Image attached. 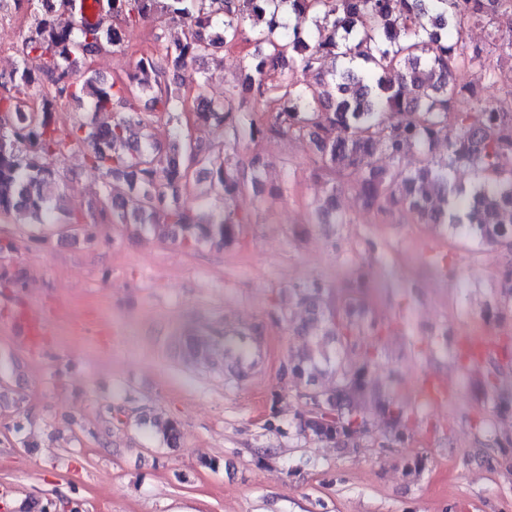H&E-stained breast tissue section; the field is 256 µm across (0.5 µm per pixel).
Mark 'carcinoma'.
<instances>
[{"label": "carcinoma", "mask_w": 512, "mask_h": 512, "mask_svg": "<svg viewBox=\"0 0 512 512\" xmlns=\"http://www.w3.org/2000/svg\"><path fill=\"white\" fill-rule=\"evenodd\" d=\"M82 2L0 0V10L31 8L20 66L0 74V112L8 118L0 124L1 216L21 212L41 226L62 185L56 162L80 151L86 164L126 180L130 190L127 196L105 192L94 223L162 222L197 245L236 242L249 217L230 210L202 215L178 200L189 186L195 202L228 200L256 187L264 169L260 157L245 161L178 135L135 139L124 118L96 126L78 121L64 134L54 113L68 98L88 96L96 112L110 113L116 99L145 96L151 109L177 121L185 99L170 70L253 40L265 49L245 63L223 104L198 98V124L220 129L235 143L308 139L322 188L314 211L321 216L336 212V195L353 186L361 206L379 215L403 211L419 224H446L479 248L512 247V223L496 224L493 215L497 199L512 196V88L486 103L476 85L451 81L462 69L491 79L484 48L467 44L471 22L484 25L489 42L512 56V0H96L93 22L81 17ZM291 13L310 18L315 31L283 24ZM60 14L77 21L61 26ZM148 21L156 43L165 41L167 23L184 26L183 38L165 46L164 58L141 56L126 82L103 85L94 73L76 76L96 56L122 48L126 32ZM258 105L274 113L272 121L255 119ZM441 140L447 149L442 164L432 155ZM411 146L422 148V158L405 169L402 156ZM379 153L391 167L372 165ZM459 164L478 175L469 191L448 183V172ZM357 288V282L346 285L333 301L320 287H294L312 314L300 335L315 336L319 327L340 343L332 364L336 386L312 389L316 399L298 422L301 433L319 440L345 443L366 427L371 359L361 337L377 336L379 328L356 318ZM289 370L310 385L317 364L299 356ZM380 411L393 441L409 438L398 407L383 403ZM154 427L166 445L177 442L176 421L157 420Z\"/></svg>", "instance_id": "1"}]
</instances>
